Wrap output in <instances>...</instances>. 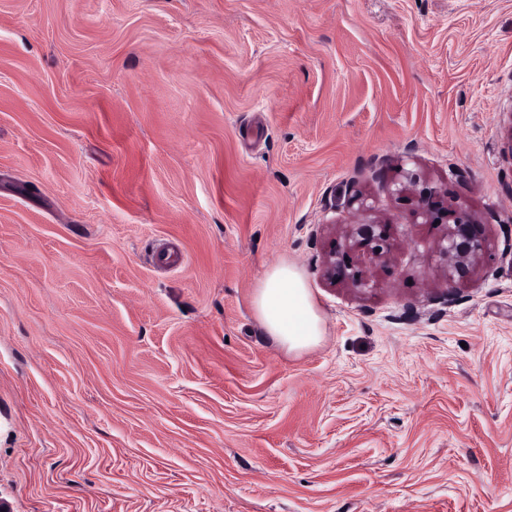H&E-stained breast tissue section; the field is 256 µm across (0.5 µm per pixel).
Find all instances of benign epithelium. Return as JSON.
Listing matches in <instances>:
<instances>
[{
  "label": "benign epithelium",
  "mask_w": 512,
  "mask_h": 512,
  "mask_svg": "<svg viewBox=\"0 0 512 512\" xmlns=\"http://www.w3.org/2000/svg\"><path fill=\"white\" fill-rule=\"evenodd\" d=\"M444 209V201L431 194L420 201L421 215L426 220L434 221V215ZM453 223L440 241V253L448 260L451 276L459 281L470 279L486 252V238L480 225L476 224L472 215L459 207L450 211ZM351 236L377 257H385L389 253L390 244L385 236V225L374 222L350 225Z\"/></svg>",
  "instance_id": "benign-epithelium-1"
}]
</instances>
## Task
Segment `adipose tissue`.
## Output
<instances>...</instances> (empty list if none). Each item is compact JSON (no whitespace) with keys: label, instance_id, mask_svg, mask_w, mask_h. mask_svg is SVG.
Instances as JSON below:
<instances>
[{"label":"adipose tissue","instance_id":"ef3b65f1","mask_svg":"<svg viewBox=\"0 0 512 512\" xmlns=\"http://www.w3.org/2000/svg\"><path fill=\"white\" fill-rule=\"evenodd\" d=\"M253 309L267 336L286 351L308 350L325 334L324 319L294 265L281 262L265 273L254 290Z\"/></svg>","mask_w":512,"mask_h":512}]
</instances>
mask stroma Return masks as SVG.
I'll return each mask as SVG.
<instances>
[{"mask_svg": "<svg viewBox=\"0 0 512 512\" xmlns=\"http://www.w3.org/2000/svg\"><path fill=\"white\" fill-rule=\"evenodd\" d=\"M511 139L512 0H0V501L512 512ZM283 261L300 354L252 309ZM453 216V224L440 241V253L448 260L451 276L459 281L470 279L486 252V238L481 224H476L464 208H447V217ZM350 228L351 236L356 239L359 245L369 248L374 256H387L390 250V244L385 236V224L365 222L351 224ZM376 249H380V252H376ZM253 309L267 336L287 352L308 350L325 334L324 319L303 273L288 262L265 273L254 290Z\"/></svg>", "mask_w": 512, "mask_h": 512, "instance_id": "obj_1", "label": "stroma"}]
</instances>
